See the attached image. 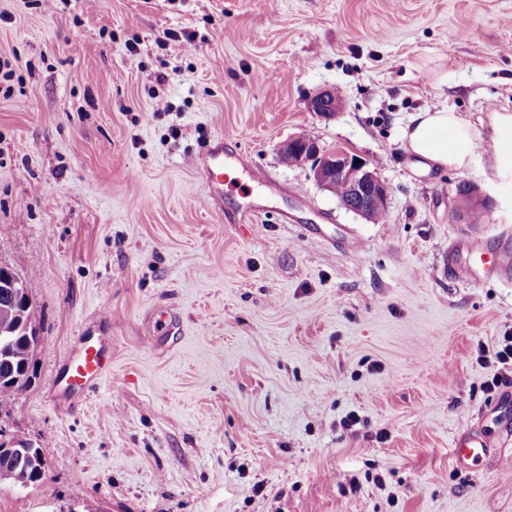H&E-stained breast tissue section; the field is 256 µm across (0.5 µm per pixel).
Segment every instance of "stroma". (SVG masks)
<instances>
[{"mask_svg":"<svg viewBox=\"0 0 512 512\" xmlns=\"http://www.w3.org/2000/svg\"><path fill=\"white\" fill-rule=\"evenodd\" d=\"M324 89L330 121L306 108ZM441 108L477 148L422 174L401 130ZM497 112L512 0H0V265L34 285L41 337L0 443L46 461L0 481V512H512V385L486 393L475 354L512 331V286L467 281L469 246L512 242ZM297 136L367 160L384 220L284 165ZM206 140L269 183L228 170L203 204ZM464 181L495 200L480 224L448 220ZM81 336L112 367L64 402ZM472 423L497 458L459 473ZM307 109L314 112L319 117L332 120L343 109V102L336 95V92L330 89H324L316 93L307 100ZM14 448L27 449L28 455L21 465H12L11 462L3 461V456L6 452L2 453L4 444H0V477L1 479L10 480L13 484L27 488L31 484L38 482L45 470V460L38 448H34L31 443L24 439H17L14 441ZM5 470V471H4Z\"/></svg>","mask_w":512,"mask_h":512,"instance_id":"1","label":"stroma"}]
</instances>
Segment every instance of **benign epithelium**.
Here are the masks:
<instances>
[{"instance_id": "benign-epithelium-1", "label": "benign epithelium", "mask_w": 512, "mask_h": 512, "mask_svg": "<svg viewBox=\"0 0 512 512\" xmlns=\"http://www.w3.org/2000/svg\"><path fill=\"white\" fill-rule=\"evenodd\" d=\"M307 109L323 119L332 120L343 109V102L335 91L324 89L307 100ZM288 148L292 165L309 166L313 180L323 189L331 192L338 182L347 186L346 198L339 200L344 209L367 221L374 212L386 210L389 187L370 169L366 160L355 163L358 155L344 148L323 151L314 140L304 136L288 140ZM477 199L488 201L490 197L466 183V191L457 194L453 204L459 212L460 222L467 221L468 202Z\"/></svg>"}]
</instances>
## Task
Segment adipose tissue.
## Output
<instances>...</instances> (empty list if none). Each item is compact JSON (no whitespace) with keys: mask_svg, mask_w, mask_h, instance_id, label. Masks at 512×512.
I'll list each match as a JSON object with an SVG mask.
<instances>
[{"mask_svg":"<svg viewBox=\"0 0 512 512\" xmlns=\"http://www.w3.org/2000/svg\"><path fill=\"white\" fill-rule=\"evenodd\" d=\"M402 137L415 166L426 172L462 168L476 149L470 124L447 109L414 113Z\"/></svg>","mask_w":512,"mask_h":512,"instance_id":"obj_1","label":"adipose tissue"}]
</instances>
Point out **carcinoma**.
I'll return each mask as SVG.
<instances>
[{
	"instance_id": "1",
	"label": "carcinoma",
	"mask_w": 512,
	"mask_h": 512,
	"mask_svg": "<svg viewBox=\"0 0 512 512\" xmlns=\"http://www.w3.org/2000/svg\"><path fill=\"white\" fill-rule=\"evenodd\" d=\"M20 287L3 295L0 288V406L10 402L30 381L33 357L40 345L36 315L32 303L33 285L14 275ZM28 455L20 465L3 461L0 452V477L26 488L38 482L45 470L39 449L24 439L15 441Z\"/></svg>"
}]
</instances>
